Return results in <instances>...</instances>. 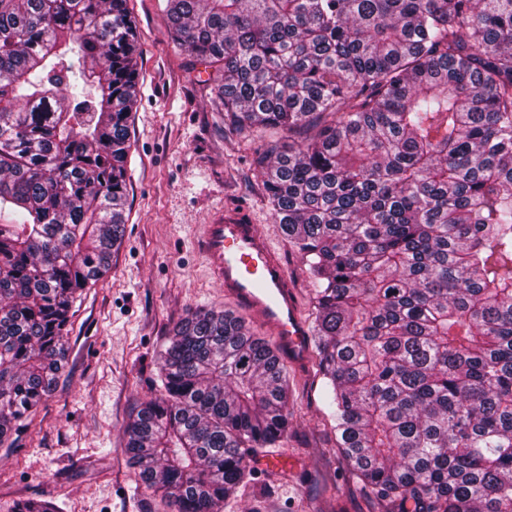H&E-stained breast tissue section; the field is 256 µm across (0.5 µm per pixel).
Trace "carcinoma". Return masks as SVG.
<instances>
[{
	"instance_id": "obj_1",
	"label": "carcinoma",
	"mask_w": 512,
	"mask_h": 512,
	"mask_svg": "<svg viewBox=\"0 0 512 512\" xmlns=\"http://www.w3.org/2000/svg\"><path fill=\"white\" fill-rule=\"evenodd\" d=\"M129 0H0V447L65 372L122 243ZM308 267L344 459L381 512H512V0H167ZM125 428L168 512H220L286 434L279 349L189 312Z\"/></svg>"
}]
</instances>
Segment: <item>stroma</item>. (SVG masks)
<instances>
[{
	"instance_id": "stroma-1",
	"label": "stroma",
	"mask_w": 512,
	"mask_h": 512,
	"mask_svg": "<svg viewBox=\"0 0 512 512\" xmlns=\"http://www.w3.org/2000/svg\"><path fill=\"white\" fill-rule=\"evenodd\" d=\"M139 56L130 124L129 218L111 270L87 288L68 325L66 375L16 448L0 447V512L28 499L59 512H163L137 489L124 429L161 391L160 354L196 309H233L204 265L198 227L221 208L246 210L288 267L306 321L314 293L306 268L275 224L254 169L255 144L224 128L211 72L191 66L168 36L166 0H129ZM317 351L286 361L291 424L272 448L282 468L252 469L221 512H378L336 446Z\"/></svg>"
}]
</instances>
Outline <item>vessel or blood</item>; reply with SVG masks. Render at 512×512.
<instances>
[{"instance_id": "obj_1", "label": "vessel or blood", "mask_w": 512, "mask_h": 512, "mask_svg": "<svg viewBox=\"0 0 512 512\" xmlns=\"http://www.w3.org/2000/svg\"><path fill=\"white\" fill-rule=\"evenodd\" d=\"M203 234L205 260L217 284L264 324L284 353L305 360L308 329L291 277L257 225L218 211L204 225Z\"/></svg>"}]
</instances>
